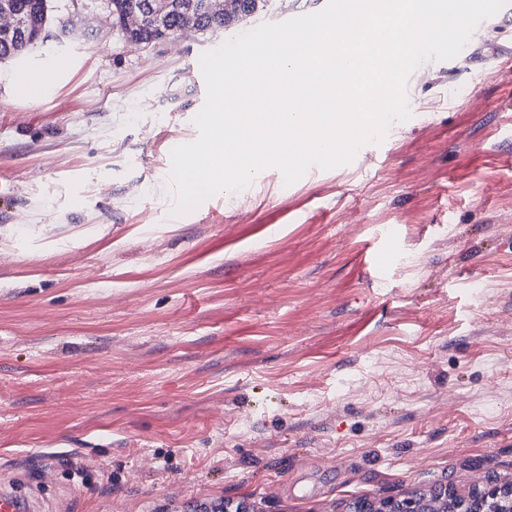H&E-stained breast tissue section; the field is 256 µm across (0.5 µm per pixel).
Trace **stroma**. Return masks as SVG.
I'll return each instance as SVG.
<instances>
[{"label": "stroma", "instance_id": "1", "mask_svg": "<svg viewBox=\"0 0 512 512\" xmlns=\"http://www.w3.org/2000/svg\"><path fill=\"white\" fill-rule=\"evenodd\" d=\"M0 62V479L49 512H349L512 482V21L428 61L375 167L278 169L177 216L201 55L61 0Z\"/></svg>", "mask_w": 512, "mask_h": 512}]
</instances>
